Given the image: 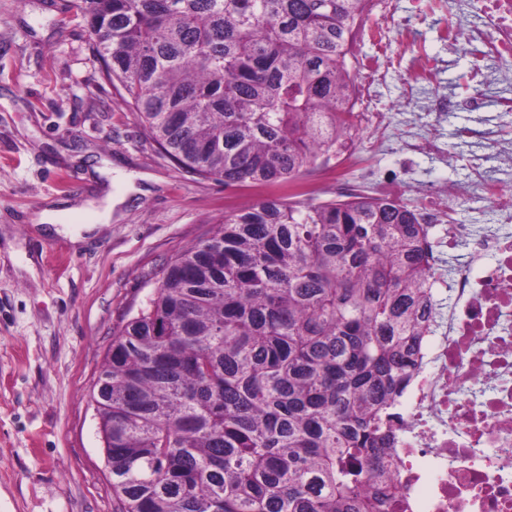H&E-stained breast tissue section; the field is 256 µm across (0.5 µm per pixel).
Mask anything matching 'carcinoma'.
<instances>
[{
	"mask_svg": "<svg viewBox=\"0 0 512 512\" xmlns=\"http://www.w3.org/2000/svg\"><path fill=\"white\" fill-rule=\"evenodd\" d=\"M146 135L188 173L277 184L349 125L364 0H70ZM427 230L400 199L268 197L161 270L92 400L117 512H389Z\"/></svg>",
	"mask_w": 512,
	"mask_h": 512,
	"instance_id": "carcinoma-1",
	"label": "carcinoma"
}]
</instances>
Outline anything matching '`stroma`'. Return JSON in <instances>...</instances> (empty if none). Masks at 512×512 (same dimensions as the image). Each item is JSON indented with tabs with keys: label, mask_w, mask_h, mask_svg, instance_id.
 <instances>
[{
	"label": "stroma",
	"mask_w": 512,
	"mask_h": 512,
	"mask_svg": "<svg viewBox=\"0 0 512 512\" xmlns=\"http://www.w3.org/2000/svg\"><path fill=\"white\" fill-rule=\"evenodd\" d=\"M65 4L0 0V512H115L91 400L114 332L225 214L289 196L284 183L227 186L166 157L102 79L93 36ZM392 10L391 43L411 33L439 68L417 86L393 73L380 107L472 89L485 104L443 119L444 158L404 155L406 118L394 113L384 152L367 157L374 175L421 186L500 177L485 133L512 82L475 86L442 36L479 14H451L448 0Z\"/></svg>",
	"instance_id": "stroma-1"
}]
</instances>
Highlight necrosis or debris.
I'll list each match as a JSON object with an SVG mask.
<instances>
[{
  "label": "necrosis or debris",
  "mask_w": 512,
  "mask_h": 512,
  "mask_svg": "<svg viewBox=\"0 0 512 512\" xmlns=\"http://www.w3.org/2000/svg\"><path fill=\"white\" fill-rule=\"evenodd\" d=\"M476 9L481 24L449 26L448 49L465 50L479 83L512 80V0H448L450 12ZM356 78L349 87L352 117L336 155L318 165V192L352 189L366 172V152L385 145L389 115L377 90L397 62L413 81L429 80L434 62L414 45L374 58L344 49ZM483 194L499 209L482 230L451 220L445 203ZM430 236L432 317L418 348V369L395 403L392 480L396 512H512V179H478L441 188L419 205ZM464 241L470 260L451 265L450 246Z\"/></svg>",
  "instance_id": "4bbe7bcc"
}]
</instances>
